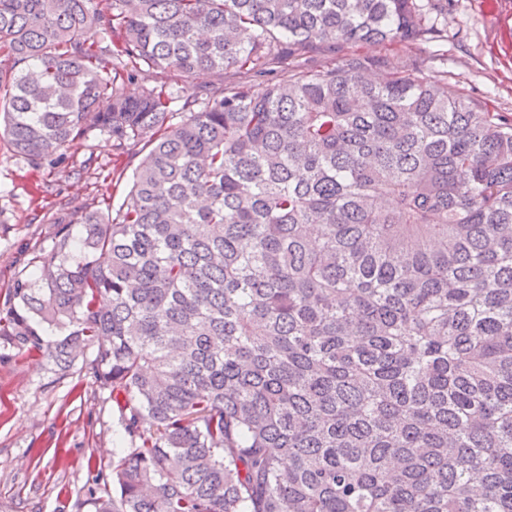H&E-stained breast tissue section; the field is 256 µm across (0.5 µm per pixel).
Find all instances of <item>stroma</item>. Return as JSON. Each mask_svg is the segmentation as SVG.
Segmentation results:
<instances>
[{"label":"stroma","mask_w":512,"mask_h":512,"mask_svg":"<svg viewBox=\"0 0 512 512\" xmlns=\"http://www.w3.org/2000/svg\"><path fill=\"white\" fill-rule=\"evenodd\" d=\"M447 3V41L359 44L356 52L385 57L384 78L428 58L424 80L511 117L512 0ZM149 149L142 140L118 158L96 132L66 147L65 174L26 163L0 141V303L49 236L47 216L94 199L118 209ZM130 446L111 391L91 373L56 372L0 347V512H95L90 489Z\"/></svg>","instance_id":"1"}]
</instances>
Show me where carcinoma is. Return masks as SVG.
<instances>
[{"label": "carcinoma", "mask_w": 512, "mask_h": 512, "mask_svg": "<svg viewBox=\"0 0 512 512\" xmlns=\"http://www.w3.org/2000/svg\"><path fill=\"white\" fill-rule=\"evenodd\" d=\"M442 15L0 0L16 155L54 169L93 132L117 157L151 142L116 214L48 217L0 311V339L57 371L92 351L140 440L95 512H512V118L428 85L420 58L382 81L354 52L260 93L211 81L439 42ZM141 62L210 81L130 98Z\"/></svg>", "instance_id": "carcinoma-1"}]
</instances>
